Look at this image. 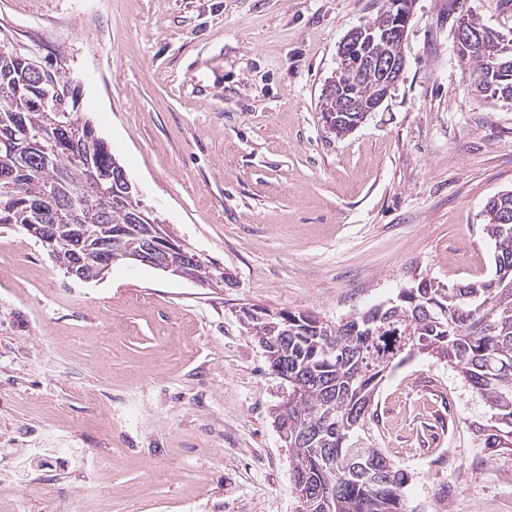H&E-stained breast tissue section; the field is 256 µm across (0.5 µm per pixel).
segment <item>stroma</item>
<instances>
[{
    "mask_svg": "<svg viewBox=\"0 0 512 512\" xmlns=\"http://www.w3.org/2000/svg\"><path fill=\"white\" fill-rule=\"evenodd\" d=\"M382 0H0V46L65 72L144 203L233 273L216 292L118 262L82 282L0 225V512H297L283 396L243 306L336 324L427 279L494 278L483 209L512 191V102L476 99L458 22L512 0H416L401 80L352 133L319 97ZM359 444L410 475L407 512H512V455L456 369L388 370Z\"/></svg>",
    "mask_w": 512,
    "mask_h": 512,
    "instance_id": "1",
    "label": "stroma"
}]
</instances>
